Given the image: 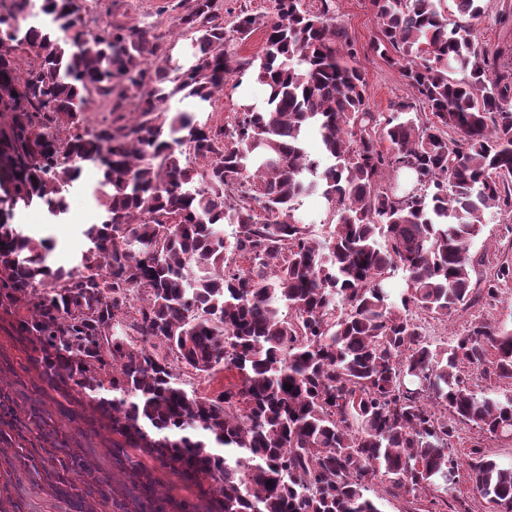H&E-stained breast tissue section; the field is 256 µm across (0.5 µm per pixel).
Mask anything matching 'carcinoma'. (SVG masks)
<instances>
[{
  "instance_id": "cac0c4a2",
  "label": "carcinoma",
  "mask_w": 512,
  "mask_h": 512,
  "mask_svg": "<svg viewBox=\"0 0 512 512\" xmlns=\"http://www.w3.org/2000/svg\"><path fill=\"white\" fill-rule=\"evenodd\" d=\"M0 0V321L21 371L0 352V447L75 512H470L454 494L466 467L488 512H512V462L453 439L465 427L512 438V330L476 320L449 344L430 341L410 310L447 318L512 282L502 261L481 288L470 248L490 210L512 214V43L482 44L490 0H369L372 49L400 69L412 98L371 110L367 74L336 0L242 9L175 0L193 64L169 65L152 25L101 19L82 0ZM512 31V4L495 9ZM261 54L234 44L258 28ZM266 87L262 105L200 124L171 112L179 95L212 103L227 77ZM112 114L91 126L88 107ZM314 130L322 155L305 149ZM101 173L104 217L82 234L69 269L53 243L13 223L43 205L59 216L84 164ZM408 172L399 195L385 176ZM321 193L325 236L297 217ZM234 228L232 238L224 226ZM405 275L391 298L385 281ZM229 372L216 394L194 379ZM292 385L291 389L284 384ZM128 470L119 493L88 463V437L59 417L85 416ZM151 460L149 466L131 452ZM194 501L159 497L157 467ZM272 485H267V482Z\"/></svg>"
}]
</instances>
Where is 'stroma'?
Wrapping results in <instances>:
<instances>
[{
  "mask_svg": "<svg viewBox=\"0 0 512 512\" xmlns=\"http://www.w3.org/2000/svg\"><path fill=\"white\" fill-rule=\"evenodd\" d=\"M86 12L101 19L127 17L140 23L150 22L163 36L164 47L172 65L188 66L193 47L189 37L181 35L168 13L162 12L163 0H83ZM336 21L355 40L359 61L368 77L369 104L373 111L388 112L390 102L409 98L411 90L400 71L390 66L372 49L379 34L380 23L370 9L369 0H337ZM99 172L86 165L82 176L68 194V211L55 218L46 210L31 208L18 213L24 233L48 237L53 248L48 261L55 267H71L85 247L81 234L83 225L98 223L101 210L92 192L98 184ZM475 265L472 277L483 280L501 260L512 261V218L496 215L485 225L482 235L471 247ZM416 320L427 336L439 344L450 342L475 319L512 325V285L503 288L495 301L480 303L466 311L438 320L416 313ZM0 512H72L67 501L53 496L33 475L19 471L8 474L0 469Z\"/></svg>",
  "mask_w": 512,
  "mask_h": 512,
  "instance_id": "stroma-1",
  "label": "stroma"
}]
</instances>
